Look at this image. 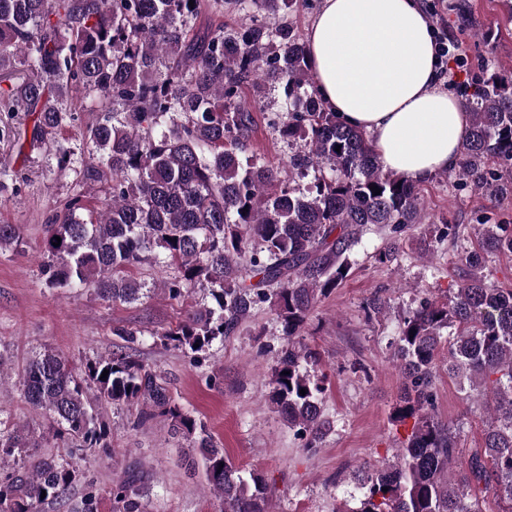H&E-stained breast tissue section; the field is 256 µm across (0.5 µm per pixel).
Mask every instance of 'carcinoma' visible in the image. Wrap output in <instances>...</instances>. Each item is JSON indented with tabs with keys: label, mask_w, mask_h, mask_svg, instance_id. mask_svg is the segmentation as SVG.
Instances as JSON below:
<instances>
[{
	"label": "carcinoma",
	"mask_w": 512,
	"mask_h": 512,
	"mask_svg": "<svg viewBox=\"0 0 512 512\" xmlns=\"http://www.w3.org/2000/svg\"><path fill=\"white\" fill-rule=\"evenodd\" d=\"M299 4L0 0V112L34 116V147L75 120L77 104L89 99L98 113L79 143L55 158L85 180L106 176L109 187L98 210L78 191L46 225L48 285L91 288L131 304L151 289L127 276L130 268L152 261L173 269L163 288L170 298L195 287L211 298L161 334L196 362L253 309L274 306L288 341L272 369L269 401L310 451L333 422L322 408L319 358L295 337L346 279L365 232L389 230L378 253L389 261L426 212L416 184L385 170L367 133L324 105L306 40L287 20ZM207 7L231 11L239 22L188 37ZM247 86L259 94L283 89L272 125L295 150L282 167L247 154L254 125L241 97ZM464 106L471 124L456 175L511 198L512 71L487 74ZM19 236L18 225L0 224V249ZM501 252L512 253V225L479 223L478 248L453 254L464 268L456 292L421 300L399 323L392 357L406 383L390 419L413 426L394 463L358 470L364 492L356 512H485L490 491L502 503L498 512H512V288L495 285L487 265ZM443 351L448 376L469 383V397L491 409L482 446L467 453L429 409ZM22 390L57 436L87 448L110 447L99 419L104 405L137 407L138 425L166 416L173 434L193 440L224 512H270L263 477H244L171 404L160 375L129 356L100 355L78 375L45 347L26 366ZM37 447L35 429L0 418L1 470ZM78 481L64 459L30 457L0 478V512H39ZM143 489L135 476L114 484L112 512H143ZM101 504L91 485L73 512H101Z\"/></svg>",
	"instance_id": "carcinoma-1"
}]
</instances>
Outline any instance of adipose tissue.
I'll return each instance as SVG.
<instances>
[{"mask_svg":"<svg viewBox=\"0 0 512 512\" xmlns=\"http://www.w3.org/2000/svg\"><path fill=\"white\" fill-rule=\"evenodd\" d=\"M306 41L327 108L371 135L386 169L422 182L456 167L470 114L441 88L419 0H322Z\"/></svg>","mask_w":512,"mask_h":512,"instance_id":"adipose-tissue-1","label":"adipose tissue"}]
</instances>
